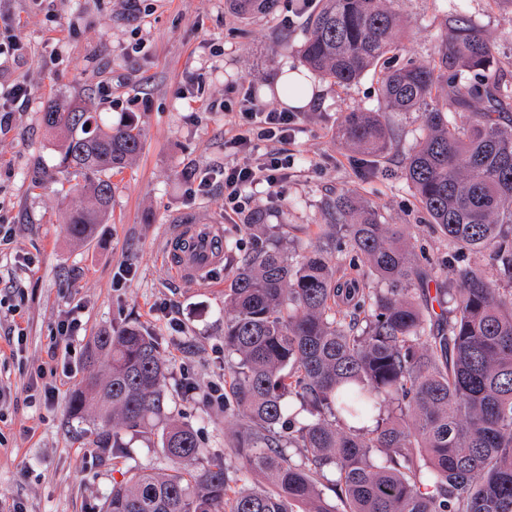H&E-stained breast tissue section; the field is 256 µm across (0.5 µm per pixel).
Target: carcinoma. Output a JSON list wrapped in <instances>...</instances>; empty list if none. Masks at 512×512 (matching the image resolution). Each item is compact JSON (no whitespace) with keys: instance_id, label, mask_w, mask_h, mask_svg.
Returning <instances> with one entry per match:
<instances>
[{"instance_id":"carcinoma-1","label":"carcinoma","mask_w":512,"mask_h":512,"mask_svg":"<svg viewBox=\"0 0 512 512\" xmlns=\"http://www.w3.org/2000/svg\"><path fill=\"white\" fill-rule=\"evenodd\" d=\"M226 2L245 17L279 0ZM402 26L399 0H318L300 55L348 86L397 55ZM446 28L428 63L381 72L382 111L347 113L339 137L377 157L394 139L382 113H419L423 137L403 176L468 259L457 293L446 301L439 291L447 313L430 308L435 271L420 268L401 225L354 192L329 199L323 216L326 236L361 259L358 276L338 275L321 246L298 254L256 242L224 290V413L236 417L228 445L243 475L267 481L242 489L222 460L184 470L207 449L170 409L158 339L137 325L99 332L70 419L92 421L90 445L115 458L126 455L125 434L155 438L170 464L112 485L103 512H512V72L463 10L447 14ZM42 122L62 134L60 168L88 194L66 224L87 242L108 220L112 174L141 150L140 130L76 103L48 105ZM327 469L337 505L319 488Z\"/></svg>"}]
</instances>
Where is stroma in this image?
Returning a JSON list of instances; mask_svg holds the SVG:
<instances>
[{"label":"stroma","mask_w":512,"mask_h":512,"mask_svg":"<svg viewBox=\"0 0 512 512\" xmlns=\"http://www.w3.org/2000/svg\"><path fill=\"white\" fill-rule=\"evenodd\" d=\"M456 0H401L407 33L400 60L427 63ZM465 12L512 66V7L465 0ZM303 16L290 0L277 11L241 17L225 0H0V40L20 48L0 64V102L16 87L25 96L0 122V225L12 234L0 249V495L25 512H101L104 498L131 471L162 473L159 445L130 440L128 455L89 447L83 425L69 420L71 392L86 374L85 348L105 328L137 324L158 337L167 363L166 389L176 416L193 425L208 453L189 470L238 460L225 443L223 404L209 400L223 384L224 285L229 266L205 281L179 276L165 260L176 224L218 225L235 251L254 243L255 224L281 225L284 241L321 243L326 200L352 191L373 203L388 224H400L419 258L438 266L446 287L459 286V263L448 239L429 224L403 176L421 135L417 113H387L397 141L380 159L341 141L344 113L379 111L378 76L347 87L314 78L318 101L297 108L300 130L282 150L295 164L273 194L253 195L245 211L224 210V158L236 130L233 111L244 96L278 111L282 66H303ZM289 49H282V37ZM82 102L113 123L133 120L142 149L112 177V212L87 244L73 243L68 213L79 203L57 162L61 140L41 114L51 102ZM210 186L200 190V178ZM81 326L69 344L52 346L67 316ZM21 328L22 345L8 332ZM194 384L186 392L185 384ZM53 398H45L46 388Z\"/></svg>","instance_id":"35a3bbf8"}]
</instances>
